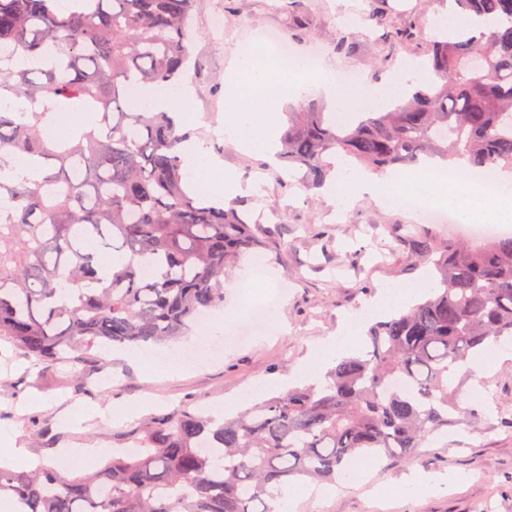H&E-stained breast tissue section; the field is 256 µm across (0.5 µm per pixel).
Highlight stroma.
Listing matches in <instances>:
<instances>
[{
  "label": "stroma",
  "instance_id": "obj_1",
  "mask_svg": "<svg viewBox=\"0 0 512 512\" xmlns=\"http://www.w3.org/2000/svg\"><path fill=\"white\" fill-rule=\"evenodd\" d=\"M277 0H196L193 65L188 95L181 102L187 128L208 152L243 182L258 185L246 196L248 211L260 215L282 243L279 253H262L271 280L287 279L277 315L283 330L268 329L240 338L242 315L235 308L236 281L249 277L250 260L242 258L225 278L222 315L233 316L222 351L179 370L161 373L132 368L103 350H92L80 363H62L43 372L30 367L9 343L0 344V381L13 392L0 395V467L27 470L54 465L63 448H100L94 463L71 460L68 477L98 471L109 449L126 447L128 435L145 417L180 407L215 413L224 402L242 408L259 383L289 377L310 346L336 335L347 319L361 314L384 287L420 278L427 266L414 262L393 242L386 227L414 224V212L384 209L371 198L340 210L322 190L283 177L259 154H246L224 138V115L241 111L246 100L237 83L241 45L267 30L290 35V18ZM309 25L291 48L319 55L326 75L356 72L360 96L377 98L378 87L407 62L423 59L426 40L394 55L386 37L401 12L421 11L420 0H393L384 25L371 16L379 0H304ZM224 12V32L208 28L210 10ZM348 35L355 55L337 54L333 43ZM453 385L461 395L458 423L418 448L411 460L373 461L359 484L330 488L325 497L304 498L297 512H512V349L456 372ZM485 397L470 401L471 387ZM134 406L127 420L113 421L115 403ZM450 474L445 491L406 493L407 484L428 475Z\"/></svg>",
  "mask_w": 512,
  "mask_h": 512
}]
</instances>
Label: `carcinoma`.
<instances>
[{"instance_id": "cac0c4a2", "label": "carcinoma", "mask_w": 512, "mask_h": 512, "mask_svg": "<svg viewBox=\"0 0 512 512\" xmlns=\"http://www.w3.org/2000/svg\"><path fill=\"white\" fill-rule=\"evenodd\" d=\"M195 0H0V173L28 156L38 174L0 180V340L43 371L114 343L168 345L224 304L239 257L276 249L261 219L189 188L173 113L134 106L132 84L171 87L191 57ZM463 24L436 38L426 82L354 124L304 102L278 157L324 185L331 158L374 170L467 156L512 169V0H450ZM420 28L408 14L393 53ZM22 99L21 112L1 104ZM58 112L93 113L61 139ZM391 236L433 264L421 297L376 321L368 351L336 360L320 384L254 399L218 420L187 408L144 420L104 469L68 478L5 471L16 512H275L274 490L334 483L354 457L411 459L458 423L448 374L512 339V236ZM123 254L101 276L86 244Z\"/></svg>"}]
</instances>
